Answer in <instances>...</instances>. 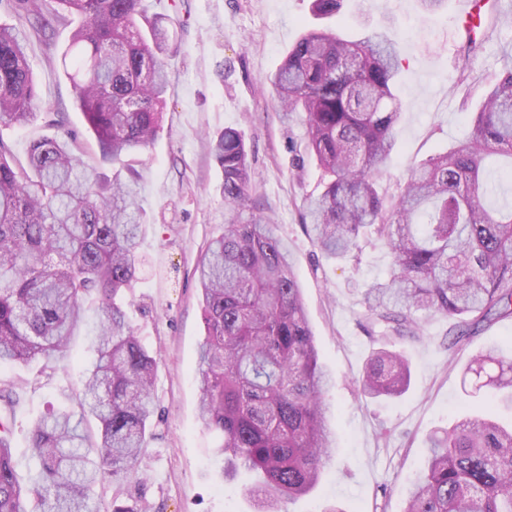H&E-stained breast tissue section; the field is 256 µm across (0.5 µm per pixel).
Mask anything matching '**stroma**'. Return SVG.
I'll list each match as a JSON object with an SVG mask.
<instances>
[{
    "mask_svg": "<svg viewBox=\"0 0 512 512\" xmlns=\"http://www.w3.org/2000/svg\"><path fill=\"white\" fill-rule=\"evenodd\" d=\"M149 5L171 19L176 37L166 56L162 128L133 157L141 177V272L124 305L157 359V413L154 437L129 494L143 497L149 512L253 510L246 477L225 481L213 455L219 439L199 419L195 374L204 330L194 268L199 251L224 232L222 173L210 142L229 127L244 138L253 198L275 233L288 241L319 357L336 381L331 395L339 461L291 512H316L336 503L344 512H403L428 435L461 418L474 402L463 390L464 365L489 348L512 353V320L496 322L452 356L447 319L426 318L419 339L396 343L411 363L407 392L396 399L361 395L356 381L377 347L364 327L363 293L386 277L391 258L378 242L365 245L359 259L342 261L327 260L313 245L302 216L307 198L322 190L320 171L305 149L300 119L282 120L268 83L288 48L315 24L311 0H149ZM481 5L496 24L464 72L461 0H446L434 14L423 13L418 0H344L338 32L354 38L389 20L400 44L401 118L391 162L381 176L389 195L404 189L412 167L465 138L488 80L512 59V0H481ZM69 39V30H55L49 44L31 43L29 60L40 111L59 113L63 129L76 134L92 163L96 139L62 69L47 59L48 53H61ZM464 95L465 111L459 107ZM94 359L90 337L80 335L62 367H48L41 358L0 363V391L13 398L11 446L21 482L40 468L29 448L34 421L52 406L76 408L78 377Z\"/></svg>",
    "mask_w": 512,
    "mask_h": 512,
    "instance_id": "35a3bbf8",
    "label": "stroma"
}]
</instances>
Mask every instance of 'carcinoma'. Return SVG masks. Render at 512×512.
Instances as JSON below:
<instances>
[{
	"label": "carcinoma",
	"mask_w": 512,
	"mask_h": 512,
	"mask_svg": "<svg viewBox=\"0 0 512 512\" xmlns=\"http://www.w3.org/2000/svg\"><path fill=\"white\" fill-rule=\"evenodd\" d=\"M342 0H312L319 18ZM15 23L0 24V126L38 118V82L27 45L73 26L59 64L99 147L84 161L71 133L36 140L27 163L0 137V361L64 360L94 304L97 358L80 377L79 412L50 409L33 425L41 469L19 482L8 414H0V512H137L97 487L127 484L148 448L155 413L156 358L123 309L134 287L142 232L137 171L105 164L147 147L161 129L168 90L165 55L175 32L146 0H6ZM399 52L382 25L350 40L306 31L269 78L288 119L300 117L305 149L322 170L323 191L307 203L311 239L334 260L359 258L375 236L392 258L389 275L363 297L373 351L360 392L393 399L407 390L410 363L388 347L419 337L418 313L450 320L448 348L481 327L512 318V204L491 208L492 155L512 158V64L488 86L460 145L415 166L389 199L378 179L400 121L394 87ZM223 173L224 234L202 249L195 273L205 337L196 374L199 415L220 438L222 474L254 475L255 512H288L310 494L339 454L330 421V382L320 362L288 250L253 206L242 135L212 139ZM463 381L485 391L479 411L428 437L427 462L411 482L404 512H512V357L487 349ZM98 423L97 433L84 427Z\"/></svg>",
	"instance_id": "1"
}]
</instances>
